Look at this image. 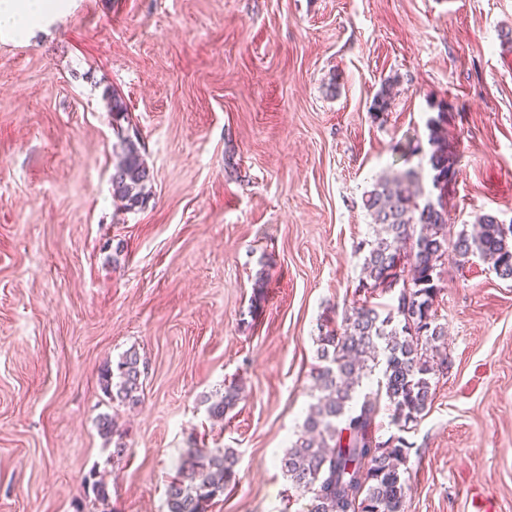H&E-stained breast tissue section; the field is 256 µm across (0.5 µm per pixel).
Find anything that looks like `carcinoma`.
<instances>
[{
	"mask_svg": "<svg viewBox=\"0 0 512 512\" xmlns=\"http://www.w3.org/2000/svg\"><path fill=\"white\" fill-rule=\"evenodd\" d=\"M121 154L110 177L113 196L132 210L148 198L152 180L141 152V136L130 124L127 105L109 93ZM127 122L124 127L121 122ZM443 113L429 120L427 164L433 171L436 200L419 202L420 172L409 170L381 177L368 191L363 207L378 226L375 236L358 243L364 277L356 291L363 304L344 314L342 322L317 338L314 387L319 392L309 405L301 432L280 459L292 487L311 495L309 512H404L408 486L400 471L405 464L402 436L382 441L376 436L382 401H387L390 424L403 432L422 417L433 400L436 343L445 327L433 309L440 291L442 261L453 257L463 265L472 256L489 264L502 279L512 280V224L482 214L469 231L451 233L446 196L455 175L454 163L442 135ZM392 295L394 303L371 299ZM377 388L360 393L362 381L377 367ZM147 365L131 347L112 366L103 368L100 387L112 402L135 406L141 402ZM240 400L235 386L210 401L215 420ZM238 457L231 448H189L165 491L167 512H208L214 500L235 477ZM94 501L106 506L109 485L96 472L85 477Z\"/></svg>",
	"mask_w": 512,
	"mask_h": 512,
	"instance_id": "cac0c4a2",
	"label": "carcinoma"
}]
</instances>
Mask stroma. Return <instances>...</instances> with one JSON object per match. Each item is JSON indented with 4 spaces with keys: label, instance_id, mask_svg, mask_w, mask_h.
Segmentation results:
<instances>
[{
    "label": "stroma",
    "instance_id": "stroma-1",
    "mask_svg": "<svg viewBox=\"0 0 512 512\" xmlns=\"http://www.w3.org/2000/svg\"><path fill=\"white\" fill-rule=\"evenodd\" d=\"M70 4L31 43L0 38V512H75L93 470L111 512H165L193 446L238 455L211 512H308L277 459L322 325L357 300L366 192L423 163L441 112L452 224H512V0ZM112 90L153 175L132 210L112 195ZM440 280L447 362L405 434V512H512V280L477 257ZM132 347L134 407L99 387ZM240 400V391L235 386L228 387L224 393L217 395L216 399L209 400V415L212 419L223 420L226 411L236 405Z\"/></svg>",
    "mask_w": 512,
    "mask_h": 512
}]
</instances>
